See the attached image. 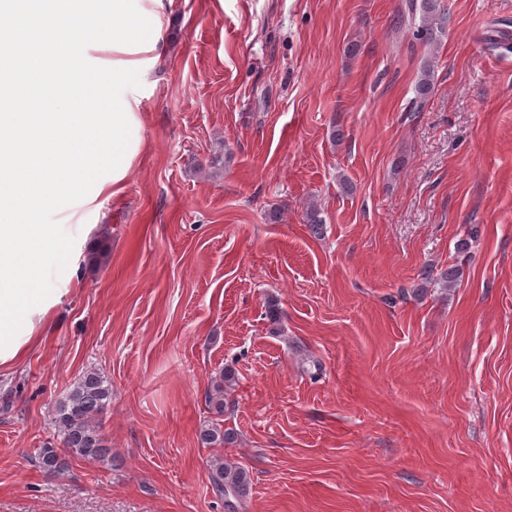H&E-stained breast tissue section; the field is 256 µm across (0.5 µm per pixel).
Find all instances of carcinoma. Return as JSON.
<instances>
[{
	"instance_id": "obj_1",
	"label": "carcinoma",
	"mask_w": 512,
	"mask_h": 512,
	"mask_svg": "<svg viewBox=\"0 0 512 512\" xmlns=\"http://www.w3.org/2000/svg\"><path fill=\"white\" fill-rule=\"evenodd\" d=\"M444 8L441 0H405L404 8L397 16V27L413 31L416 39L426 43H435L444 32ZM462 268L450 265L434 273L425 270L421 273L422 286L412 289L417 295L426 291V286L435 285L440 295H448L462 278ZM266 318L270 323V332H279L281 309L276 300L266 304ZM235 381V372L224 369L219 379L214 381L212 390L205 396V404L217 418L201 426L199 438L202 443L213 447L231 445L235 442V432L221 424V417L228 404V390ZM112 399V389L103 376L96 371L85 372L66 395L57 402L54 427L61 437V446L42 448L35 458L36 466L49 474L64 470V455L72 453L84 459L108 463L112 461V448L100 432L98 418ZM210 479L214 489L224 496L227 507H244L250 488V474L238 463L217 458L210 465Z\"/></svg>"
}]
</instances>
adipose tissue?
<instances>
[{"label": "adipose tissue", "instance_id": "adipose-tissue-1", "mask_svg": "<svg viewBox=\"0 0 512 512\" xmlns=\"http://www.w3.org/2000/svg\"><path fill=\"white\" fill-rule=\"evenodd\" d=\"M82 244L64 224H0V365L17 361L65 296Z\"/></svg>", "mask_w": 512, "mask_h": 512}]
</instances>
